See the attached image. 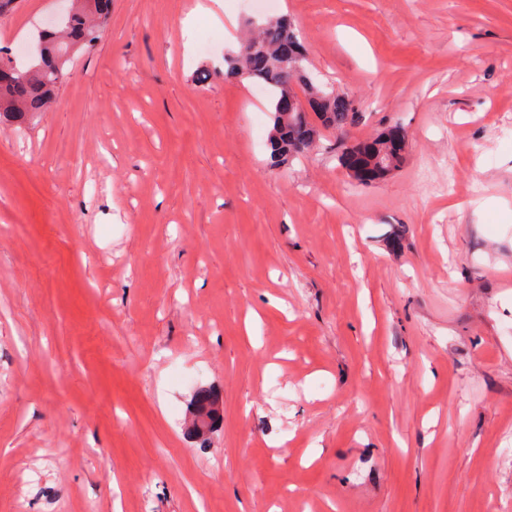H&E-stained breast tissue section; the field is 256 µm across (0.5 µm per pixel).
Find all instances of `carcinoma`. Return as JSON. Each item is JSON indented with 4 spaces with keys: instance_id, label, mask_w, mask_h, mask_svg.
Wrapping results in <instances>:
<instances>
[{
    "instance_id": "1",
    "label": "carcinoma",
    "mask_w": 512,
    "mask_h": 512,
    "mask_svg": "<svg viewBox=\"0 0 512 512\" xmlns=\"http://www.w3.org/2000/svg\"><path fill=\"white\" fill-rule=\"evenodd\" d=\"M109 7V0L71 2L63 28L39 36L45 43L43 54L25 67L18 66L21 75L11 82L0 84V119L22 126L51 106L55 90L66 78L62 59L56 52L58 43L68 41L82 47L94 46L101 34L98 19L106 17ZM291 45L300 48L295 29L284 20L269 21L245 40L237 52L224 57L225 76L253 81L267 89L269 111L273 116L268 147L270 158L277 166L287 164L313 147L320 128L343 130L355 124L360 115L353 100L332 95L311 76L303 74V62L285 56L284 50ZM295 82L304 86L309 97L324 95L325 102L320 111L313 114L295 112L290 116L281 112L282 98L292 94ZM385 136L383 132L372 140L357 143V146L370 159L379 154L385 162L388 160ZM213 404V396L203 391L197 397L195 410L208 412L215 425L221 421V415Z\"/></svg>"
}]
</instances>
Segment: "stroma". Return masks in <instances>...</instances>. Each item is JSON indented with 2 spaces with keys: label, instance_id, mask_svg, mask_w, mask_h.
Listing matches in <instances>:
<instances>
[{
  "label": "stroma",
  "instance_id": "35a3bbf8",
  "mask_svg": "<svg viewBox=\"0 0 512 512\" xmlns=\"http://www.w3.org/2000/svg\"><path fill=\"white\" fill-rule=\"evenodd\" d=\"M197 2L112 0L0 123V512H512V0ZM280 17L361 117L273 168L224 56ZM396 123L356 184L337 140Z\"/></svg>",
  "mask_w": 512,
  "mask_h": 512
}]
</instances>
